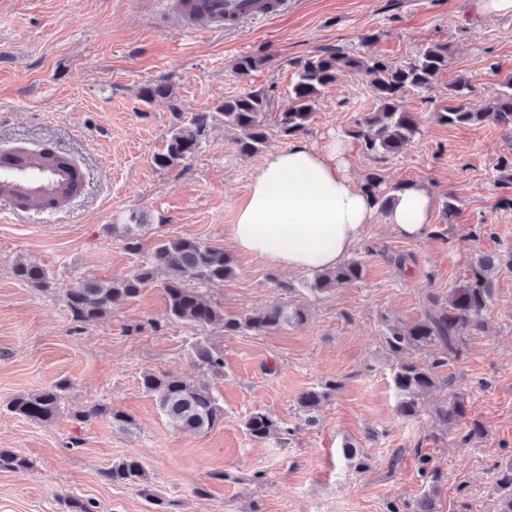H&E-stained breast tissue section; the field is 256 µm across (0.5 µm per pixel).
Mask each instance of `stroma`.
I'll return each mask as SVG.
<instances>
[{
  "label": "stroma",
  "instance_id": "obj_1",
  "mask_svg": "<svg viewBox=\"0 0 512 512\" xmlns=\"http://www.w3.org/2000/svg\"><path fill=\"white\" fill-rule=\"evenodd\" d=\"M368 33L377 34L375 43H364ZM431 43L448 44V69L433 91L406 95L403 107L420 132L401 153L369 154L353 137L375 102L351 72L321 95L303 136L318 150L344 141L355 185L376 173L383 189L406 182L432 193L431 231L422 238L399 235L376 213L351 253L365 262L353 284L315 295L306 287L311 274L235 249L229 226L265 154L240 156L223 126L210 127L184 164L153 163L179 122L226 98L260 91L274 111H285L294 61L320 48L399 63ZM244 54L271 61L241 80L232 64ZM510 73L512 15H483L474 0H289L279 18L202 35L187 33L177 16L157 18L155 0H0V148L51 143L86 174L69 211L0 221V448L31 462L23 473L0 471V512H67L72 497L94 501L97 512H157L159 499L168 512H387L389 503L421 495L424 456L444 475L437 512H496L497 467L512 459V269L494 280L486 330L466 334L462 355L446 368L484 438L465 440L463 425L433 426L443 390L423 399L417 418L397 417V361L383 334L386 324L422 317L430 296L462 284L477 254L512 252V208L499 204L512 195V139L493 124L437 118L449 83L469 79L478 103ZM164 76L174 100H140L139 87ZM450 195L456 209L448 217ZM135 216L147 228L132 254L108 227ZM178 237L231 257L234 275L203 289L225 318L288 303L305 309V323L230 336L217 326L185 325L167 318L158 283L95 324L73 321L70 288L124 276L160 240ZM398 254L405 266L394 264ZM21 260L45 268L52 289L17 278ZM203 339L223 353L221 372L191 362V347ZM147 371L207 382L223 421L203 433L176 430L141 387ZM62 381L69 388L53 420L8 410L16 395ZM327 381L338 389L307 417L298 396ZM98 404L127 412L134 427L118 430L105 416L75 420ZM255 412L276 419L281 434L250 438L244 422ZM348 442L371 468L357 470L344 456ZM129 456L142 462L145 480L102 478Z\"/></svg>",
  "mask_w": 512,
  "mask_h": 512
}]
</instances>
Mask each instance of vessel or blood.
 <instances>
[{"label": "vessel or blood", "instance_id": "obj_1", "mask_svg": "<svg viewBox=\"0 0 512 512\" xmlns=\"http://www.w3.org/2000/svg\"><path fill=\"white\" fill-rule=\"evenodd\" d=\"M287 0H157V12L181 18L194 34L234 29L247 19L282 15ZM85 174L71 154L55 145L0 150V213L15 217L69 210Z\"/></svg>", "mask_w": 512, "mask_h": 512}]
</instances>
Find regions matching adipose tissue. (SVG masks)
<instances>
[{"mask_svg": "<svg viewBox=\"0 0 512 512\" xmlns=\"http://www.w3.org/2000/svg\"><path fill=\"white\" fill-rule=\"evenodd\" d=\"M432 208L430 193L412 185L386 220L418 239L429 229ZM374 216L369 194L346 174L340 148L319 151L298 140L263 161L229 236L237 250L268 266L321 271L344 261Z\"/></svg>", "mask_w": 512, "mask_h": 512, "instance_id": "adipose-tissue-1", "label": "adipose tissue"}]
</instances>
